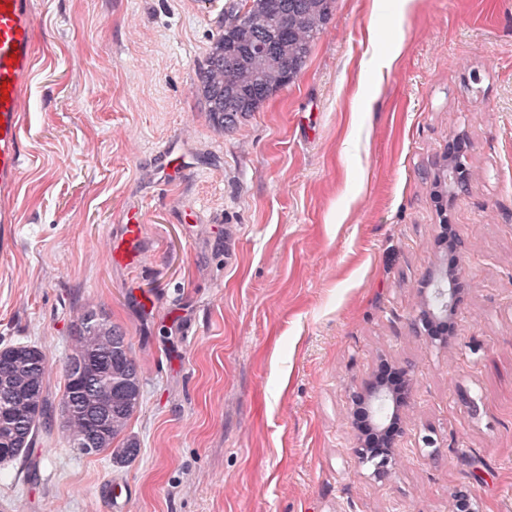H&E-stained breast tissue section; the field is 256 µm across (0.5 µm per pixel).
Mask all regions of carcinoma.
Segmentation results:
<instances>
[{"label": "carcinoma", "instance_id": "carcinoma-1", "mask_svg": "<svg viewBox=\"0 0 512 512\" xmlns=\"http://www.w3.org/2000/svg\"><path fill=\"white\" fill-rule=\"evenodd\" d=\"M266 3L265 18L254 28L256 42L270 58L277 54L281 43H288L289 58L302 67L329 18L333 0ZM223 46L221 33L212 43L198 76L210 120L215 127L228 129L255 106L224 110V87L249 83L252 94L262 102L272 93L276 75L271 66L250 52L224 60ZM91 309L92 306L83 305L77 311L69 336L70 353L63 368L64 388L55 407L49 402L43 349L25 343L0 348V405L11 408L9 417H0V463L22 456L39 436L41 424L53 416L60 421L62 436L81 455L85 454L83 445L90 441L95 455L108 453L119 462H132L137 457L139 443L128 429L140 406V367L124 330L105 315L99 322L87 321L86 314ZM90 352L94 353L93 366L82 365L83 380L73 379L70 365Z\"/></svg>", "mask_w": 512, "mask_h": 512}]
</instances>
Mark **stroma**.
<instances>
[{
  "label": "stroma",
  "instance_id": "1",
  "mask_svg": "<svg viewBox=\"0 0 512 512\" xmlns=\"http://www.w3.org/2000/svg\"><path fill=\"white\" fill-rule=\"evenodd\" d=\"M228 2L36 6L0 346H41L60 398L76 308L104 311L141 367L140 452L41 435L0 464V512H113L115 482L127 512H448L461 485L512 512V0H335L297 78L224 131L197 85ZM457 136L462 195L435 183ZM131 210L134 270L112 260ZM447 227L464 292L435 346L412 321ZM383 360L414 373L377 482L347 415Z\"/></svg>",
  "mask_w": 512,
  "mask_h": 512
}]
</instances>
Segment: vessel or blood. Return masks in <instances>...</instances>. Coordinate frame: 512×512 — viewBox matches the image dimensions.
I'll list each match as a JSON object with an SVG mask.
<instances>
[{
	"label": "vessel or blood",
	"instance_id": "obj_1",
	"mask_svg": "<svg viewBox=\"0 0 512 512\" xmlns=\"http://www.w3.org/2000/svg\"><path fill=\"white\" fill-rule=\"evenodd\" d=\"M36 0H0V224L14 221L12 196L25 163V89L36 59L32 44ZM142 226L135 219L122 225L112 259L127 266L139 261Z\"/></svg>",
	"mask_w": 512,
	"mask_h": 512
}]
</instances>
